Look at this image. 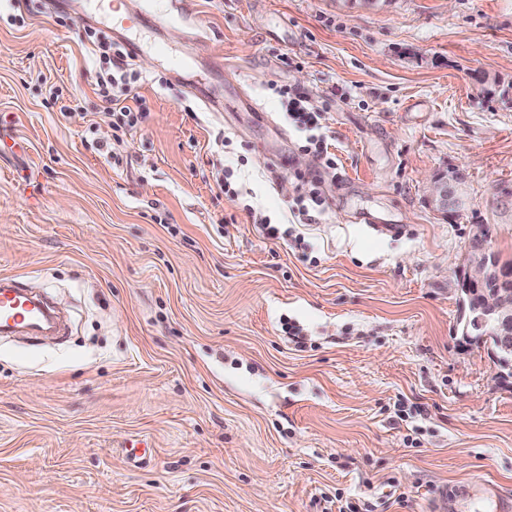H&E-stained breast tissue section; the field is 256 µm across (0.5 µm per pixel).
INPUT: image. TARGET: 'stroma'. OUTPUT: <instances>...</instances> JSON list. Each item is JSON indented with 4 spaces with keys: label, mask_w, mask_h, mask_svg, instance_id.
Segmentation results:
<instances>
[{
    "label": "stroma",
    "mask_w": 512,
    "mask_h": 512,
    "mask_svg": "<svg viewBox=\"0 0 512 512\" xmlns=\"http://www.w3.org/2000/svg\"><path fill=\"white\" fill-rule=\"evenodd\" d=\"M152 5L165 26L117 36L95 0H0V277L67 319L0 334V512H431L480 480L512 498V369L459 324L472 237L512 262V0ZM95 35L138 52L120 139ZM239 72L267 122L205 105ZM280 85L322 106L336 157L310 220L295 175L322 161ZM451 169L446 217L425 181Z\"/></svg>",
    "instance_id": "35a3bbf8"
}]
</instances>
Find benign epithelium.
<instances>
[{
    "mask_svg": "<svg viewBox=\"0 0 512 512\" xmlns=\"http://www.w3.org/2000/svg\"><path fill=\"white\" fill-rule=\"evenodd\" d=\"M453 182L444 173L434 174L427 184V200L437 210L448 212V199L452 196ZM469 265L465 282L482 289L471 310L464 311L466 321L474 328H491L501 354L512 352V289L502 287L507 277L495 265V254L486 237L477 234L468 246Z\"/></svg>",
    "mask_w": 512,
    "mask_h": 512,
    "instance_id": "7a95c632",
    "label": "benign epithelium"
}]
</instances>
